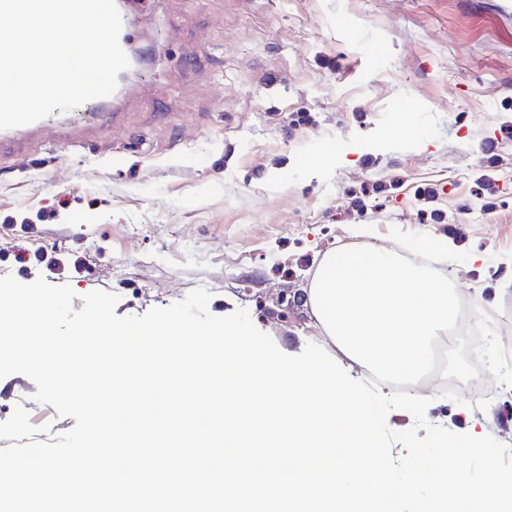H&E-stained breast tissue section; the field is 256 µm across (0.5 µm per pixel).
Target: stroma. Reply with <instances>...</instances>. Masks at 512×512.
<instances>
[{"instance_id":"35a3bbf8","label":"stroma","mask_w":512,"mask_h":512,"mask_svg":"<svg viewBox=\"0 0 512 512\" xmlns=\"http://www.w3.org/2000/svg\"><path fill=\"white\" fill-rule=\"evenodd\" d=\"M504 0H128L145 65L107 110L0 150V276L142 315L208 289L285 354L325 339L305 294L323 256L445 237L464 306L512 337V12ZM381 46L384 58L370 55ZM337 145L334 156L319 152ZM434 374L429 423L512 447V386ZM0 379V448L74 418Z\"/></svg>"}]
</instances>
